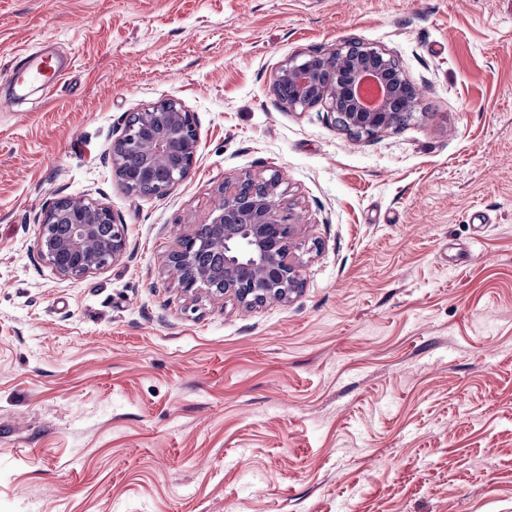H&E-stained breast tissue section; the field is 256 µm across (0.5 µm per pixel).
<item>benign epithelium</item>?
Segmentation results:
<instances>
[{
    "mask_svg": "<svg viewBox=\"0 0 512 512\" xmlns=\"http://www.w3.org/2000/svg\"><path fill=\"white\" fill-rule=\"evenodd\" d=\"M411 82L385 53L348 42L307 59H290L275 79L287 90L281 101L307 109L329 103L350 133L373 135L414 112ZM199 141L191 113L164 100L130 115L112 143V170L133 194L164 196L188 175ZM279 175H245L224 182L208 219L179 240L169 268L187 291L231 294L242 305L286 301L300 288L293 255V226L301 216L285 211ZM40 252L61 276H83L121 258L128 248L125 225L105 204L60 198L39 224Z\"/></svg>",
    "mask_w": 512,
    "mask_h": 512,
    "instance_id": "benign-epithelium-1",
    "label": "benign epithelium"
}]
</instances>
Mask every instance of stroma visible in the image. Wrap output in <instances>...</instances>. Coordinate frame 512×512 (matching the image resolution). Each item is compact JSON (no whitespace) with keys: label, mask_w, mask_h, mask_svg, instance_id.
Wrapping results in <instances>:
<instances>
[{"label":"stroma","mask_w":512,"mask_h":512,"mask_svg":"<svg viewBox=\"0 0 512 512\" xmlns=\"http://www.w3.org/2000/svg\"><path fill=\"white\" fill-rule=\"evenodd\" d=\"M347 40L416 87L404 126L278 100ZM46 41L65 82L13 93ZM163 100L199 151L133 195L112 143ZM244 173L305 217L285 302L167 265ZM62 197L110 206L127 252L57 275ZM0 512H512V0H0Z\"/></svg>","instance_id":"stroma-1"}]
</instances>
